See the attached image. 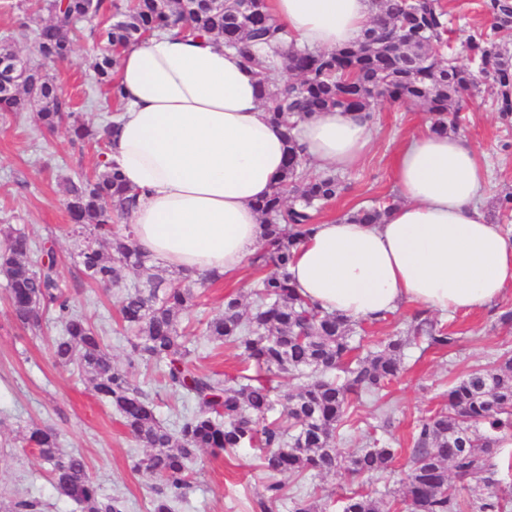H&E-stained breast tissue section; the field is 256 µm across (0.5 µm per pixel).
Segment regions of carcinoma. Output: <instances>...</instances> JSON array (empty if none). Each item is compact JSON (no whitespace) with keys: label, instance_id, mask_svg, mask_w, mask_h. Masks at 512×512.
Listing matches in <instances>:
<instances>
[{"label":"carcinoma","instance_id":"carcinoma-1","mask_svg":"<svg viewBox=\"0 0 512 512\" xmlns=\"http://www.w3.org/2000/svg\"><path fill=\"white\" fill-rule=\"evenodd\" d=\"M379 13L364 38L336 51L293 48L284 58L294 75L282 82L253 49L277 44L282 29L267 11L266 0H224V9L208 0H101L98 7L121 16L93 31L102 46L92 65L95 89L120 100L113 78L121 50L155 32L179 26L191 33L217 34L259 70L260 95L270 121L285 129L288 159L270 195L257 203L265 224V242L251 260L270 272L253 288L251 309L237 295L224 297L223 311L208 319L202 336L213 347L233 345L245 366L238 375L220 377L196 364L197 345L181 326V318L198 305L190 284L160 277L127 285L132 271L151 262L137 245L129 226L134 196L120 172L106 160L92 178L64 179L70 207L71 238L83 276L100 285L123 288L117 333L126 343L128 367L112 360L103 329L71 303L62 285L52 250L39 246L23 228L0 225V275L16 323L35 336L43 333L48 315L60 325L52 350L61 366L77 364L96 394L120 417L121 424L142 448L151 452L133 463L160 484L153 487V512H172L191 486L190 464L199 452L234 453L256 444L263 448V467L272 475L299 478L339 470L356 477H378L392 469L397 450L380 440L347 455L336 448V430L352 398L381 397L403 369L405 350L418 342L450 350L460 337L431 317L417 316L403 336L382 348L351 359L364 337H355L354 323L323 311L303 298L293 285L288 265L294 248L313 230L325 205L347 190L334 170L312 174L296 150L291 131L315 112L339 109L372 118L375 106L389 100L424 108L433 133L456 127L465 93L491 83L493 106L500 118L512 119V0H483L490 31L468 37L463 51L476 67L445 58L447 12L440 0H418L416 13L404 16L402 0H374ZM49 19L33 30L37 65L50 68L72 51L77 22L87 0H40ZM37 100L35 120L44 128H61L74 144L106 142L108 128L99 129L76 112L60 87L42 73L35 91L18 78L16 91L0 100V110L22 114ZM390 206L361 208L350 217L379 224ZM359 344H353L354 339ZM136 364L164 367V386L192 403L174 428L156 417L149 394L130 372ZM288 374L301 381L283 396L282 417L267 421L274 410L275 378ZM512 434V352L492 364L471 370L448 387L445 406L419 421L409 455L404 504L407 512H512V492L495 478L496 447ZM50 466L58 495L82 512H122L120 501L100 497L84 458L64 452L59 434L34 426L21 438ZM343 512H382L368 493L353 492Z\"/></svg>","mask_w":512,"mask_h":512}]
</instances>
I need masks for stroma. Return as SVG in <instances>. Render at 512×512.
Listing matches in <instances>:
<instances>
[{"label": "stroma", "instance_id": "1", "mask_svg": "<svg viewBox=\"0 0 512 512\" xmlns=\"http://www.w3.org/2000/svg\"><path fill=\"white\" fill-rule=\"evenodd\" d=\"M453 30L454 55L459 63L467 57L462 45L473 30L487 28L480 0H441ZM36 0H0V36L13 34L20 53H28V34L18 28L21 16L30 26L45 22L46 14H35ZM92 21L82 22L71 57L52 69L51 75L71 97L78 112L94 125H105L113 110L104 94L91 88L90 64L98 52L91 37ZM464 120L459 128L489 164L492 177L483 211L488 219L500 221L512 233V218L500 219L495 209L498 194L512 189V151H502L512 142V128L504 127L491 106L487 93L466 98ZM428 129L427 114L419 107L388 101L375 109L370 150L356 166L342 170L348 189L320 213L321 218L339 217L371 205L395 190L392 161L401 142ZM97 148L74 146L61 133L36 125L27 114L0 112V224L25 227L36 242L53 240L57 270L72 294L79 311L106 331L109 350L119 365H126L125 343L114 331L121 294L86 281L72 257L70 218L65 209L63 179L92 174ZM258 271L245 266L230 278L203 288L200 304L188 316L189 324L220 313L228 294L248 296ZM512 308V286L487 307L442 316L441 321L459 338L449 352L410 349L405 370L398 382L379 401L364 398L348 407L337 430V446L348 453L365 447L370 434L390 442L400 454L393 471L378 479H350L344 473L297 479L281 476L285 496L272 512H292L294 498L314 494L323 512H338L340 499L354 490L383 498L384 512H401L402 479L409 457L411 436L417 421L444 406L452 381L472 368L487 365L497 352L512 350V330L496 327V313ZM49 327L37 338L14 321L0 278V503L15 498H34L43 512H80L73 502L55 492L47 467L38 456L18 445V438L32 426H51L60 434L64 450L80 454L101 497L121 501L124 512H151V479L133 471L135 460L144 458L111 407L100 401L91 384L81 378L77 367L55 364L49 339L57 335ZM135 381L151 394L159 420L174 425L190 405L179 394L160 387L159 371L144 366L134 372ZM389 423H382V415ZM268 476L256 450L239 449L218 457L201 453L193 487L177 503L174 512H261L259 495Z\"/></svg>", "mask_w": 512, "mask_h": 512}]
</instances>
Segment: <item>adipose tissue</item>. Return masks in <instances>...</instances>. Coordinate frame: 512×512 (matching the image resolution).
I'll use <instances>...</instances> for the list:
<instances>
[{
    "label": "adipose tissue",
    "mask_w": 512,
    "mask_h": 512,
    "mask_svg": "<svg viewBox=\"0 0 512 512\" xmlns=\"http://www.w3.org/2000/svg\"><path fill=\"white\" fill-rule=\"evenodd\" d=\"M287 44L334 50L360 39L372 0H267ZM122 97L108 158L137 195L130 225L152 258L184 272L230 274L260 247L255 209L287 160L254 68L212 37L171 29L124 49ZM295 135L317 169H348L368 152L361 113L329 110ZM399 199L383 223L314 225L288 271L328 312L376 319L412 303L438 313L486 307L512 285V235L481 202L491 172L450 132L408 138L393 160Z\"/></svg>",
    "instance_id": "1"
}]
</instances>
